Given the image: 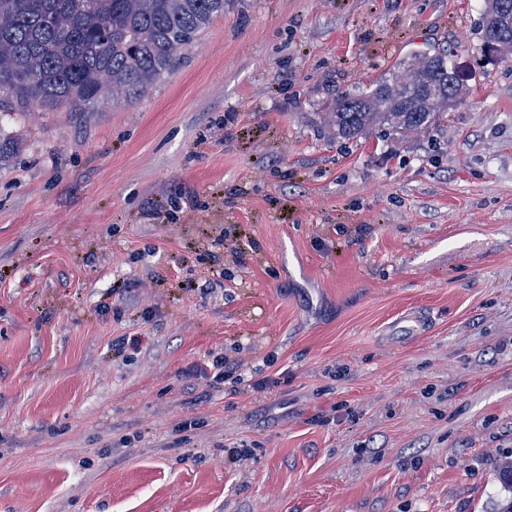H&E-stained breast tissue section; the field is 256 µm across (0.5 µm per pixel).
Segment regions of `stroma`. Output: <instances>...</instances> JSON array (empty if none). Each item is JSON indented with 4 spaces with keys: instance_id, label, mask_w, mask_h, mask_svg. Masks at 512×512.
Wrapping results in <instances>:
<instances>
[{
    "instance_id": "35a3bbf8",
    "label": "stroma",
    "mask_w": 512,
    "mask_h": 512,
    "mask_svg": "<svg viewBox=\"0 0 512 512\" xmlns=\"http://www.w3.org/2000/svg\"><path fill=\"white\" fill-rule=\"evenodd\" d=\"M483 9L226 0L138 100L5 116L0 512H499L512 56ZM443 50L470 90L439 127L331 138L336 95ZM220 353L270 386L209 388Z\"/></svg>"
}]
</instances>
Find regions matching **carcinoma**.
I'll return each instance as SVG.
<instances>
[{"mask_svg": "<svg viewBox=\"0 0 512 512\" xmlns=\"http://www.w3.org/2000/svg\"><path fill=\"white\" fill-rule=\"evenodd\" d=\"M488 51L512 54V0H484ZM224 14V0H0V94L19 107L92 112L147 94L177 53ZM454 55L415 54L389 75L336 96L324 121L346 141L377 132L395 142L436 127L464 99Z\"/></svg>", "mask_w": 512, "mask_h": 512, "instance_id": "1", "label": "carcinoma"}]
</instances>
